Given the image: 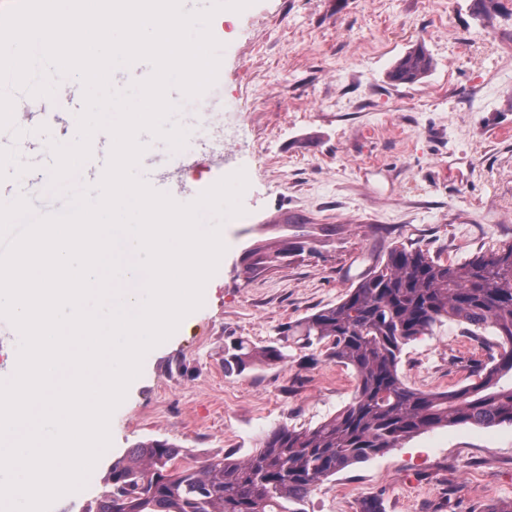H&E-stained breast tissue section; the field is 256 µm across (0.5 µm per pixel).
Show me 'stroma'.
Wrapping results in <instances>:
<instances>
[{"label": "stroma", "instance_id": "stroma-1", "mask_svg": "<svg viewBox=\"0 0 512 512\" xmlns=\"http://www.w3.org/2000/svg\"><path fill=\"white\" fill-rule=\"evenodd\" d=\"M233 124L234 169L249 188L202 306L144 357L112 414L110 459L50 512H83L113 460L146 437L195 456L248 453L272 426L313 425L351 397L331 361L226 374L224 345L262 344L282 324L336 304L365 254L412 241L463 262L512 241V0H253L213 22ZM433 68L395 84L417 46ZM287 253L249 271L247 250ZM494 336L448 322L404 347L411 387L453 390L489 364ZM487 512L512 502V426L435 429L355 465L310 495L307 512Z\"/></svg>", "mask_w": 512, "mask_h": 512}]
</instances>
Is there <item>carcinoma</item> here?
Instances as JSON below:
<instances>
[{
	"instance_id": "obj_1",
	"label": "carcinoma",
	"mask_w": 512,
	"mask_h": 512,
	"mask_svg": "<svg viewBox=\"0 0 512 512\" xmlns=\"http://www.w3.org/2000/svg\"><path fill=\"white\" fill-rule=\"evenodd\" d=\"M422 46L389 72L412 84L431 70ZM445 321L472 336L491 330L499 353L471 383L452 391L407 386L399 372L410 342ZM322 350L351 369V398L315 425L278 424L246 456L236 451L187 461L168 439L135 442L112 463L108 485L86 512H307L311 492L330 477L435 428L512 425V242L461 263L434 258L412 243L389 247L366 265L335 305L284 324L267 344L224 346V372L241 375L286 364L295 350Z\"/></svg>"
}]
</instances>
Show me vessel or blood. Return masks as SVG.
Returning <instances> with one entry per match:
<instances>
[{"instance_id":"b4317fda","label":"vessel or blood","mask_w":512,"mask_h":512,"mask_svg":"<svg viewBox=\"0 0 512 512\" xmlns=\"http://www.w3.org/2000/svg\"><path fill=\"white\" fill-rule=\"evenodd\" d=\"M6 92L13 99V125L0 129V157L25 160H43L45 167H52L54 156L42 136L44 123L55 127L53 141L69 144L78 135V116L84 109V93L60 81L53 97L43 98L40 108H32L31 96L13 85H6ZM209 121L203 133L186 149L175 153L174 163L155 164L142 159L136 167L137 176L154 190L169 195L174 201L187 204L213 186L224 176L225 167L233 158L224 135V88L215 82L205 98ZM112 138L100 135L91 141V156L79 171L68 179L66 191L53 193L48 180H41L39 187L46 192L48 204L38 209V216L63 210L68 202L67 190L96 185L104 172ZM26 185L16 172L0 173V203L14 201L25 194Z\"/></svg>"}]
</instances>
